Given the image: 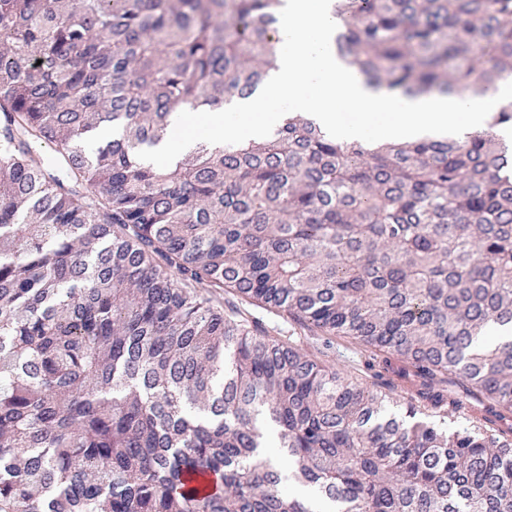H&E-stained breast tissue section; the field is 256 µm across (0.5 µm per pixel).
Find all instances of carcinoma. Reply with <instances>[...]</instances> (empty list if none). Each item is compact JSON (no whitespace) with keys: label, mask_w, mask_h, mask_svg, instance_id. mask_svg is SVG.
I'll use <instances>...</instances> for the list:
<instances>
[{"label":"carcinoma","mask_w":512,"mask_h":512,"mask_svg":"<svg viewBox=\"0 0 512 512\" xmlns=\"http://www.w3.org/2000/svg\"><path fill=\"white\" fill-rule=\"evenodd\" d=\"M279 5L0 0V512H313L288 479L335 512H512L511 425L400 409L187 288L351 338L433 409L461 410L454 374L512 413V100L464 138L371 148L296 115L138 158L172 112L258 89ZM334 9L370 84L512 74V0Z\"/></svg>","instance_id":"obj_1"}]
</instances>
